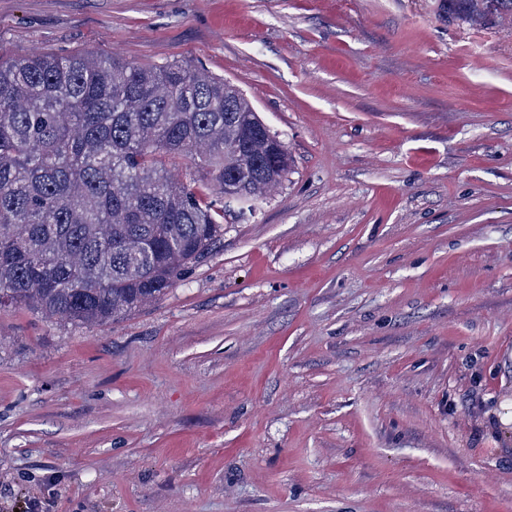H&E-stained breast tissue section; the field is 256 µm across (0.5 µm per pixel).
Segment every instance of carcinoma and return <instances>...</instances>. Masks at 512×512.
Segmentation results:
<instances>
[{
  "label": "carcinoma",
  "mask_w": 512,
  "mask_h": 512,
  "mask_svg": "<svg viewBox=\"0 0 512 512\" xmlns=\"http://www.w3.org/2000/svg\"><path fill=\"white\" fill-rule=\"evenodd\" d=\"M471 24L512 0H448ZM244 94L186 62L87 53L0 61V308L107 324L164 295L285 179ZM186 161L181 180L175 160Z\"/></svg>",
  "instance_id": "cac0c4a2"
}]
</instances>
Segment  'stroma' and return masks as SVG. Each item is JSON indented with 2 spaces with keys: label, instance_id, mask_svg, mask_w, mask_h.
<instances>
[{
  "label": "stroma",
  "instance_id": "35a3bbf8",
  "mask_svg": "<svg viewBox=\"0 0 512 512\" xmlns=\"http://www.w3.org/2000/svg\"><path fill=\"white\" fill-rule=\"evenodd\" d=\"M184 61L288 177L104 325L0 310V512H512V25L443 0H0V60Z\"/></svg>",
  "mask_w": 512,
  "mask_h": 512
}]
</instances>
